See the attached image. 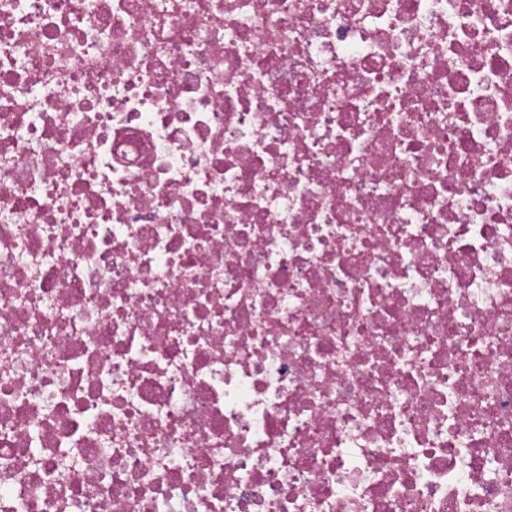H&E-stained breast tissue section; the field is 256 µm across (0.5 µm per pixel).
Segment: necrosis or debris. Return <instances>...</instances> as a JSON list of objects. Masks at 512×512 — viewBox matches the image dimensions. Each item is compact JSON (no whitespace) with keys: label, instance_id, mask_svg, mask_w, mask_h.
Returning a JSON list of instances; mask_svg holds the SVG:
<instances>
[{"label":"necrosis or debris","instance_id":"obj_1","mask_svg":"<svg viewBox=\"0 0 512 512\" xmlns=\"http://www.w3.org/2000/svg\"><path fill=\"white\" fill-rule=\"evenodd\" d=\"M0 512H512V0H0Z\"/></svg>","mask_w":512,"mask_h":512}]
</instances>
